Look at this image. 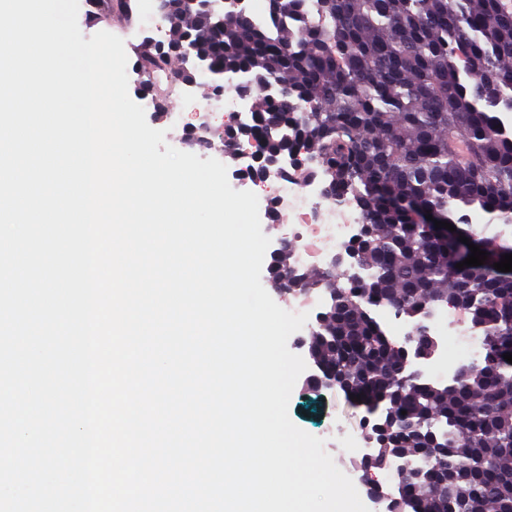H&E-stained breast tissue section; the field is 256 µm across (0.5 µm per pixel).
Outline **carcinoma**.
<instances>
[{
  "label": "carcinoma",
  "instance_id": "obj_1",
  "mask_svg": "<svg viewBox=\"0 0 512 512\" xmlns=\"http://www.w3.org/2000/svg\"><path fill=\"white\" fill-rule=\"evenodd\" d=\"M97 2L99 13L132 17L130 0ZM306 2L264 0L267 23L257 25L242 11L200 16L166 0L174 38L139 51L144 89L175 56L245 76L253 104L225 133L227 154L242 137L266 158L303 151L316 157L307 174L323 179L324 196L362 212L347 250L365 276L297 273L282 253L270 282L332 295L308 349L318 373L380 414L362 473L405 462L390 512H512V274L493 267L512 246L500 233L458 226L446 236L416 221L461 224L453 209L477 206L512 223V134L498 117L512 111V0H314L312 12ZM271 81L281 84L275 99ZM461 236L488 253L483 265L456 268L471 254ZM448 304L483 330L485 352L436 384L413 375L375 310L418 320ZM413 342L423 357L435 349L418 329Z\"/></svg>",
  "mask_w": 512,
  "mask_h": 512
}]
</instances>
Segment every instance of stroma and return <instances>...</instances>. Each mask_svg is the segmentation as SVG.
Here are the masks:
<instances>
[{
    "instance_id": "1",
    "label": "stroma",
    "mask_w": 512,
    "mask_h": 512,
    "mask_svg": "<svg viewBox=\"0 0 512 512\" xmlns=\"http://www.w3.org/2000/svg\"><path fill=\"white\" fill-rule=\"evenodd\" d=\"M156 0H136L133 22H125L117 16L107 19L98 18L87 13H79L78 25L83 36L89 37L100 31H107L122 38L128 58H136L137 49L145 37L152 35V20L156 16ZM128 91L131 99L144 105L148 124L156 129L165 130L166 142L170 146L185 152L199 155L200 159L214 158L228 168L230 185L237 190L254 192L261 202L259 216L262 231L270 240V251L287 250L288 244L283 233L288 224L294 223L292 214L281 209L269 207L270 199L276 197L280 190L278 182L264 177H244L240 171L241 161L226 154L224 143L219 135L238 127L244 118L243 112L211 103L213 95L210 80H198L194 86H186L174 80L159 85L157 107H150L140 90L141 76L135 65L127 67ZM207 125L209 138L208 149H200L190 144L186 138L189 127ZM291 420L306 432L324 439L326 451L332 455L336 465L351 479L360 476L356 466L350 461L352 454L348 435L331 432L333 423H342L345 427L362 426L363 409L349 405L343 394L327 390H318L308 386L306 377H299L289 404Z\"/></svg>"
}]
</instances>
